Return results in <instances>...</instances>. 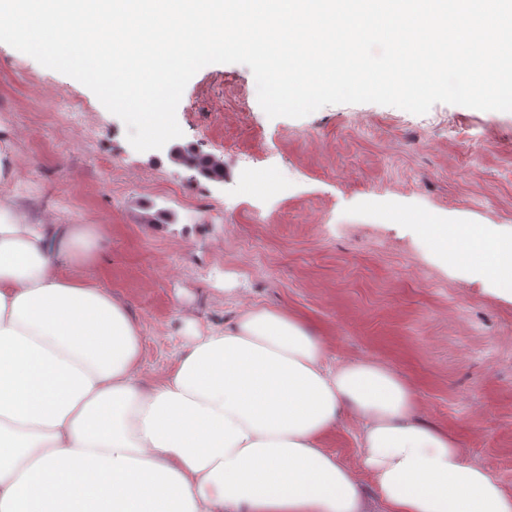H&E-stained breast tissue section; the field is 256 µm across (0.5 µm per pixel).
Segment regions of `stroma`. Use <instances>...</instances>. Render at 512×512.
I'll use <instances>...</instances> for the list:
<instances>
[{
    "label": "stroma",
    "instance_id": "obj_1",
    "mask_svg": "<svg viewBox=\"0 0 512 512\" xmlns=\"http://www.w3.org/2000/svg\"><path fill=\"white\" fill-rule=\"evenodd\" d=\"M176 118L180 144L223 159V186L190 179L165 150H135L87 87L0 43L13 184L32 220L98 225V260L79 274L142 325L143 382L167 376L193 331L248 308L282 311L323 339L332 362L403 377L419 418L512 494V300L411 221L512 234V112L361 103L272 119L251 69L226 63L190 79ZM359 430L344 416L322 446L357 467Z\"/></svg>",
    "mask_w": 512,
    "mask_h": 512
}]
</instances>
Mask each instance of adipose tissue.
Returning <instances> with one entry per match:
<instances>
[{"label":"adipose tissue","mask_w":512,"mask_h":512,"mask_svg":"<svg viewBox=\"0 0 512 512\" xmlns=\"http://www.w3.org/2000/svg\"><path fill=\"white\" fill-rule=\"evenodd\" d=\"M420 223L439 254L512 298V236ZM98 241L97 225L34 222L0 197V512H373L321 444L346 410L385 512H512L491 469L418 417L407 381L330 364L287 313L242 311L144 384L126 302L64 273L94 264Z\"/></svg>","instance_id":"ef3b65f1"}]
</instances>
